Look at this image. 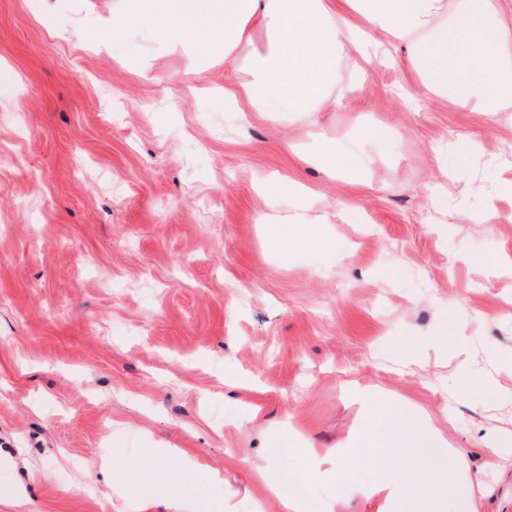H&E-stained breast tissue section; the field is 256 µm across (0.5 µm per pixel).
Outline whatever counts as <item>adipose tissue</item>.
<instances>
[{
    "label": "adipose tissue",
    "instance_id": "adipose-tissue-1",
    "mask_svg": "<svg viewBox=\"0 0 512 512\" xmlns=\"http://www.w3.org/2000/svg\"><path fill=\"white\" fill-rule=\"evenodd\" d=\"M140 13L166 43L196 23L233 63L246 27L264 30L267 51L224 88L225 108L244 115L339 107L376 67L395 64L417 73L427 98L491 118L512 105V0H149Z\"/></svg>",
    "mask_w": 512,
    "mask_h": 512
}]
</instances>
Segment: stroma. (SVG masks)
Here are the masks:
<instances>
[{"label": "stroma", "instance_id": "stroma-1", "mask_svg": "<svg viewBox=\"0 0 512 512\" xmlns=\"http://www.w3.org/2000/svg\"><path fill=\"white\" fill-rule=\"evenodd\" d=\"M136 6L0 0V465L26 498L0 512H125L117 474L167 446L174 473L198 458L223 475L191 487L204 512H277L256 503L258 465L296 471L312 507L381 512L337 497L325 456L361 422L353 381L442 425L457 512H512V277L482 263L512 264V201L493 224L457 218L512 179V112L409 109L398 88L414 74L379 68L316 115L362 171L335 179L297 156L305 119L225 111L220 91L244 74L201 30L166 45L129 21L115 42L114 17ZM459 134L477 141L475 167L449 147ZM291 179L327 217L316 241L259 221L297 211ZM449 331L497 382L459 404L438 349ZM106 449L114 469H89Z\"/></svg>", "mask_w": 512, "mask_h": 512}]
</instances>
